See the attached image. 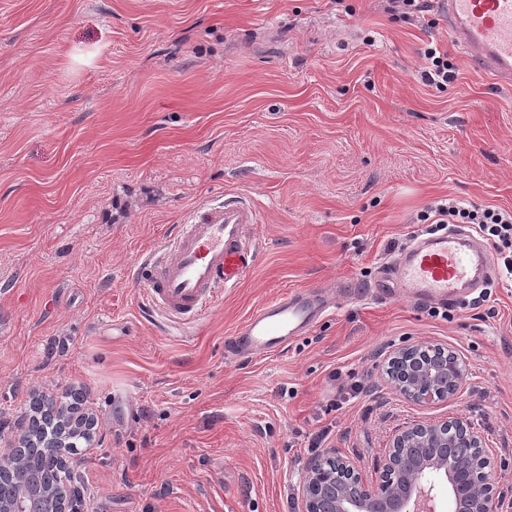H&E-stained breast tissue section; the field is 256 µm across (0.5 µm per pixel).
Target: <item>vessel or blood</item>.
<instances>
[{
	"mask_svg": "<svg viewBox=\"0 0 512 512\" xmlns=\"http://www.w3.org/2000/svg\"><path fill=\"white\" fill-rule=\"evenodd\" d=\"M449 40L480 71L512 83V0H434ZM257 212L239 197L201 207L180 225L159 259H145L138 273L149 306L176 321L203 313L219 289L237 287L252 271L256 248L247 245ZM490 248L464 224L412 239L386 262L374 284L377 294L402 289L422 305L467 304L495 272ZM326 302L316 291L283 293L255 309L234 331L238 355H268L305 334Z\"/></svg>",
	"mask_w": 512,
	"mask_h": 512,
	"instance_id": "b4317fda",
	"label": "vessel or blood"
}]
</instances>
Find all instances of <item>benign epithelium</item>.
Returning a JSON list of instances; mask_svg holds the SVG:
<instances>
[{"label":"benign epithelium","instance_id":"7a95c632","mask_svg":"<svg viewBox=\"0 0 512 512\" xmlns=\"http://www.w3.org/2000/svg\"><path fill=\"white\" fill-rule=\"evenodd\" d=\"M386 375L405 399L429 405L458 392L466 366L453 350L419 343L394 351ZM34 446L40 447L48 467L27 496L49 512H80L79 488L61 483L65 476L60 470L72 471L64 440L40 445L24 420L17 423L8 447L0 448V480ZM501 466L470 422L459 417L421 421L395 434L369 479L334 449L312 459L302 481V512H439L437 479L448 487L449 512H498L505 491H512L496 478Z\"/></svg>","mask_w":512,"mask_h":512}]
</instances>
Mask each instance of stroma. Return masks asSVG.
Segmentation results:
<instances>
[{
	"label": "stroma",
	"instance_id": "1",
	"mask_svg": "<svg viewBox=\"0 0 512 512\" xmlns=\"http://www.w3.org/2000/svg\"><path fill=\"white\" fill-rule=\"evenodd\" d=\"M430 43L457 68L441 91L417 80ZM234 195L256 265L163 328L138 264ZM448 196L512 209V87L443 21L382 0H0V439L32 393L83 391L89 512H301L309 432L368 478L396 432L448 417L512 485V277L444 318L365 296ZM342 284L357 299L281 352L226 354L261 303ZM421 342L465 361L456 396L388 383V355Z\"/></svg>",
	"mask_w": 512,
	"mask_h": 512
}]
</instances>
